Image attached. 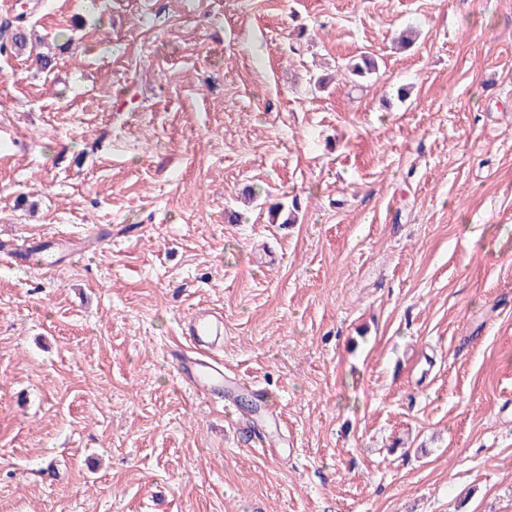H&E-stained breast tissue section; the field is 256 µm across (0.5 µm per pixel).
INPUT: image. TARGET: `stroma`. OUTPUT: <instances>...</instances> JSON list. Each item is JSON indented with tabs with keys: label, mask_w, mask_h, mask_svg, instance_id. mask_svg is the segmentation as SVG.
Listing matches in <instances>:
<instances>
[{
	"label": "stroma",
	"mask_w": 512,
	"mask_h": 512,
	"mask_svg": "<svg viewBox=\"0 0 512 512\" xmlns=\"http://www.w3.org/2000/svg\"><path fill=\"white\" fill-rule=\"evenodd\" d=\"M0 22L55 57L0 54V241L69 259L0 263V512H512V0ZM198 307L278 447L179 380Z\"/></svg>",
	"instance_id": "stroma-1"
}]
</instances>
